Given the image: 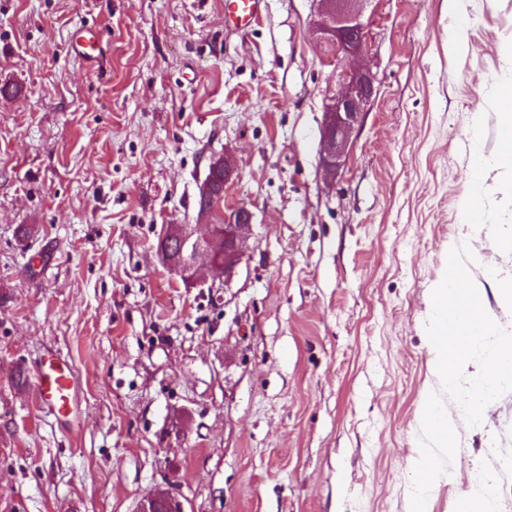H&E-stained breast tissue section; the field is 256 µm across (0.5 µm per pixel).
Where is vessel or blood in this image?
<instances>
[{"label": "vessel or blood", "mask_w": 512, "mask_h": 512, "mask_svg": "<svg viewBox=\"0 0 512 512\" xmlns=\"http://www.w3.org/2000/svg\"><path fill=\"white\" fill-rule=\"evenodd\" d=\"M261 0H224V11L235 27L248 31L255 21ZM37 401L42 409L57 417H68L76 404V376L67 367L56 363L53 353L31 367Z\"/></svg>", "instance_id": "b4317fda"}]
</instances>
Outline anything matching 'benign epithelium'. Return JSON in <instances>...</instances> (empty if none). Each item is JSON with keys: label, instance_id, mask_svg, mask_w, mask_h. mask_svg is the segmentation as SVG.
<instances>
[{"label": "benign epithelium", "instance_id": "7a95c632", "mask_svg": "<svg viewBox=\"0 0 512 512\" xmlns=\"http://www.w3.org/2000/svg\"><path fill=\"white\" fill-rule=\"evenodd\" d=\"M314 30L331 45L345 62L338 76V88L323 112L321 167L332 180L341 174L349 155L352 132L361 123L375 94L377 74L363 63L368 53L366 39L369 19L366 5L373 0H315ZM211 166L224 171V183L235 177L237 169L228 154L213 159ZM252 213L240 208L224 216L222 224H168L164 234L179 242L181 256L172 258L160 252L163 262L190 286L199 279L197 261L206 257L224 273L229 284L237 267L250 251L249 235ZM164 500L168 512H184L178 496L169 491H155L143 497L138 512H153L154 501Z\"/></svg>", "mask_w": 512, "mask_h": 512}]
</instances>
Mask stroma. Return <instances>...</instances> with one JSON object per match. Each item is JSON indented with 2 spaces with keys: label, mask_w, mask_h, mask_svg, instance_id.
I'll return each instance as SVG.
<instances>
[{
  "label": "stroma",
  "mask_w": 512,
  "mask_h": 512,
  "mask_svg": "<svg viewBox=\"0 0 512 512\" xmlns=\"http://www.w3.org/2000/svg\"><path fill=\"white\" fill-rule=\"evenodd\" d=\"M314 0H267L244 34L224 0H0V512H410L426 323L450 249L512 330V189L496 159L512 0H373L376 95L336 179L320 159L339 63ZM101 36L102 64L78 56ZM236 177L212 220L252 211L232 280L161 260L211 161ZM493 190L464 221L475 158ZM34 234L16 236L18 225ZM78 380L69 420L17 388L45 351ZM428 512L473 472L512 512V391L471 427ZM156 500L166 501V503L169 506L167 512H184L181 501L178 499V496L174 494L171 490L169 492L155 491L149 493L141 500L138 512H156L153 511V502Z\"/></svg>",
  "instance_id": "stroma-1"
}]
</instances>
